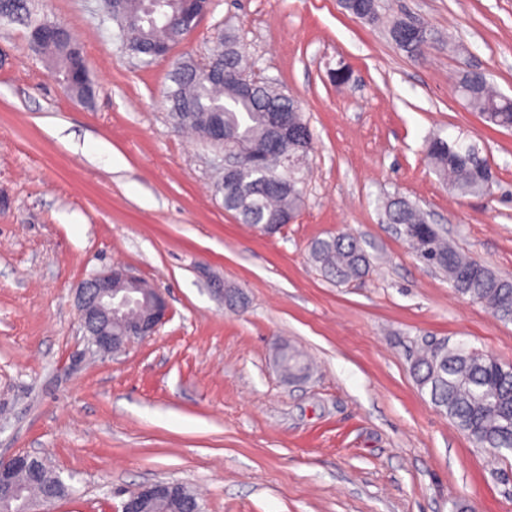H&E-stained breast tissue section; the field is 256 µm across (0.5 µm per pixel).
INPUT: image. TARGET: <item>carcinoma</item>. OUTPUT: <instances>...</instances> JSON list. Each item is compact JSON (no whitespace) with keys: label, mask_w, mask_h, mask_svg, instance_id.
<instances>
[{"label":"carcinoma","mask_w":512,"mask_h":512,"mask_svg":"<svg viewBox=\"0 0 512 512\" xmlns=\"http://www.w3.org/2000/svg\"><path fill=\"white\" fill-rule=\"evenodd\" d=\"M208 0H122L118 12L127 23L123 41L140 54H152L185 41L192 28L184 18L199 14ZM0 18L28 22L29 32L51 33L40 48L46 60L62 76L70 96L85 101L93 88L83 54L70 31L48 20L31 19L30 0H4ZM244 56L231 33L219 38L208 65L189 58L178 60L171 75L173 86L165 93L168 110L176 126L211 142L215 118L223 120L229 141L224 150L240 155L243 168L236 182L224 187V210L242 223L258 229L294 216L304 204L300 178L282 162V153L270 142V113L274 102L289 108L290 97L269 84L253 83L248 93L241 89ZM462 95L469 109L489 126L512 127V101L497 92L484 76L460 78ZM426 159L448 188L462 196L485 194L488 187L474 179L472 169L486 160L474 149L440 136L428 142ZM389 223L404 227L406 237H425L431 253L420 255L448 275L456 293L490 309L497 317L512 321V280L504 278L477 260L465 257L448 245L441 233L426 220L415 203L394 197L385 205ZM310 258L324 275L338 283L362 277L369 259L357 240L336 235L315 240ZM282 370L295 376L306 369L301 355L290 348L278 354ZM413 372L432 404L467 433L474 447L496 459L512 453V367L461 348L437 343L418 357ZM196 495L186 486L156 499L151 512H187Z\"/></svg>","instance_id":"1"}]
</instances>
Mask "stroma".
Returning <instances> with one entry per match:
<instances>
[{
  "instance_id": "stroma-1",
  "label": "stroma",
  "mask_w": 512,
  "mask_h": 512,
  "mask_svg": "<svg viewBox=\"0 0 512 512\" xmlns=\"http://www.w3.org/2000/svg\"><path fill=\"white\" fill-rule=\"evenodd\" d=\"M81 48L84 104L0 21V457H47L69 488L47 512H122L142 486L180 482L203 512H512V454L495 459L421 391L416 352L464 345L512 366V322L460 297L401 226L415 202L457 251L512 279V130L457 95L479 70L512 96V0H378L367 22L339 0H211L191 36L140 63L101 0H35ZM441 33L424 58L392 20ZM234 34L249 78L299 99L314 148L305 205L265 235L225 211L217 148L176 128L175 62L207 61ZM465 137L494 173L486 194L448 189L430 138ZM353 234L370 259L347 284L309 244ZM123 267L159 288L169 317L125 352L92 353L76 292ZM239 289L230 309L215 289ZM306 376L286 378L280 344Z\"/></svg>"
}]
</instances>
